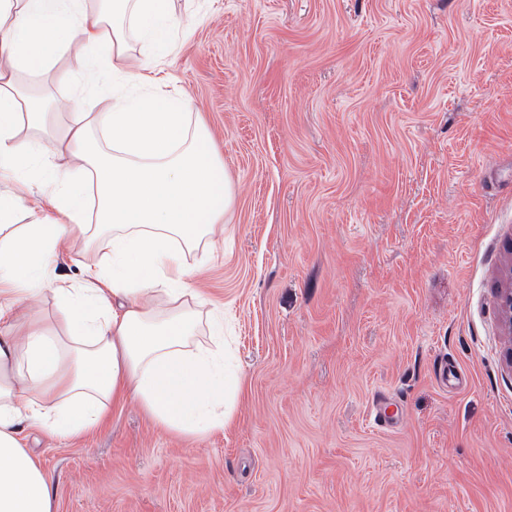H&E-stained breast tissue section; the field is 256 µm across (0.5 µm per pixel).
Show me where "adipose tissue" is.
<instances>
[{
    "instance_id": "ef3b65f1",
    "label": "adipose tissue",
    "mask_w": 512,
    "mask_h": 512,
    "mask_svg": "<svg viewBox=\"0 0 512 512\" xmlns=\"http://www.w3.org/2000/svg\"><path fill=\"white\" fill-rule=\"evenodd\" d=\"M172 42L170 0H0V512H54L23 426L74 440L119 401L181 436L229 420L224 320L187 282L199 273L189 255L223 235L231 194L209 133L156 90ZM66 54L88 83L153 92L98 110L79 94L48 102L40 88ZM34 188L40 204L17 223ZM78 238L98 262L59 272ZM47 297L54 310L38 315Z\"/></svg>"
}]
</instances>
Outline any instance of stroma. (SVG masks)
Instances as JSON below:
<instances>
[{"label":"stroma","instance_id":"35a3bbf8","mask_svg":"<svg viewBox=\"0 0 512 512\" xmlns=\"http://www.w3.org/2000/svg\"><path fill=\"white\" fill-rule=\"evenodd\" d=\"M173 28L161 88L231 179L189 261L241 389L203 438L132 402L25 428L56 512H512V0H174Z\"/></svg>","mask_w":512,"mask_h":512}]
</instances>
